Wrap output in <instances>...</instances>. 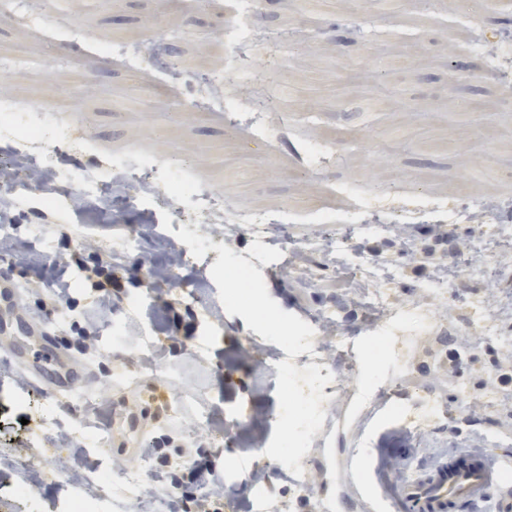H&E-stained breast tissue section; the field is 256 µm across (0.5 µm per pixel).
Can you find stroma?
<instances>
[{
  "label": "stroma",
  "mask_w": 512,
  "mask_h": 512,
  "mask_svg": "<svg viewBox=\"0 0 512 512\" xmlns=\"http://www.w3.org/2000/svg\"><path fill=\"white\" fill-rule=\"evenodd\" d=\"M303 13L304 0H252L244 19L225 10L224 0H71L65 10L57 0H0V101L37 113L45 95L58 93L79 99L86 112L80 143L50 144L57 169L50 184L21 175L9 192L8 230L39 273L22 272L16 252L0 253V278L19 285L14 317L44 325L50 341L75 343V325L95 338L94 349L75 352L89 375L55 396L32 388L26 370L8 358L24 334L0 335V512H66L74 495L95 500L99 512H197L201 489H174L158 479L170 466L193 463L223 479L220 512H346L338 495L347 489L346 463L357 445L386 463L404 448L415 464L451 448L512 453V383L501 392L491 380L512 357V305L495 314L500 336L459 319L487 290L512 296V285L478 274L497 235L512 229V65L472 49L473 41L512 33V14L495 9L493 0H403L391 18L379 16L372 0H344L315 25ZM244 25L254 38L238 49ZM218 33L220 61L207 52ZM136 40L144 59L127 52ZM104 42L111 52L99 51ZM398 48L414 61L404 80L377 65ZM207 79L231 107L196 112ZM279 84L310 100L314 111L275 101ZM457 85L467 99L485 100L488 111H458L448 94ZM373 98L381 107L371 112ZM404 121L405 139L387 138ZM171 153L191 156L198 192L223 194L220 229L206 224L191 198L166 204ZM130 160L153 165L152 195L138 202L116 195L109 205L91 201L75 213L69 171ZM385 174L397 182L390 191L397 206L386 223H363ZM420 192L451 208L491 200L495 217L475 224L425 216L410 225L414 243L406 247L393 226ZM47 195L55 205L44 204ZM321 207L329 223H313ZM242 209L292 218L269 225L261 245L238 223ZM165 212L172 217L167 229ZM184 227L209 238L203 258L182 257L176 232ZM326 232L349 240L348 250L320 251L315 242ZM129 236L137 240L132 251L123 248ZM221 244L261 271L282 310L323 333L319 358L338 365L347 389L301 459L311 489L300 498L289 470L264 454L279 413L269 368L289 359L301 369L309 361L288 357L241 316L226 314L210 273ZM85 245L112 263L111 306L86 296L78 266L62 271L55 264L58 254ZM460 253L474 276L429 300L422 288L434 267L454 268ZM145 256L169 269L170 280L151 279L140 264ZM368 259L390 275L393 306L408 310L404 333L413 339L373 367L371 379L364 360L342 363L335 351L339 343L358 350L396 331L376 302L378 282L360 277ZM60 277L70 285L62 300L52 289ZM163 301L180 317L179 330L155 314ZM463 341L474 353L460 362L454 353ZM397 377L409 392L448 409L447 429H419L390 409L352 416L351 405ZM155 385L168 391L161 416L138 430L139 455L120 452L113 422L140 415ZM244 414L251 422L238 424ZM18 463L27 466L36 494L15 495ZM95 469L109 471L111 482L96 483ZM259 487L266 491L260 503Z\"/></svg>",
  "instance_id": "stroma-1"
}]
</instances>
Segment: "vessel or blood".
<instances>
[{
    "label": "vessel or blood",
    "mask_w": 512,
    "mask_h": 512,
    "mask_svg": "<svg viewBox=\"0 0 512 512\" xmlns=\"http://www.w3.org/2000/svg\"><path fill=\"white\" fill-rule=\"evenodd\" d=\"M15 363H28L32 383L45 392L62 395L80 375L63 352L39 354L29 348L9 351ZM512 456L487 448L480 452L445 451L434 461L412 467L395 482L388 495L362 504L364 512H458L461 505L487 502L500 491L497 512H512V488L503 471Z\"/></svg>",
    "instance_id": "obj_1"
}]
</instances>
